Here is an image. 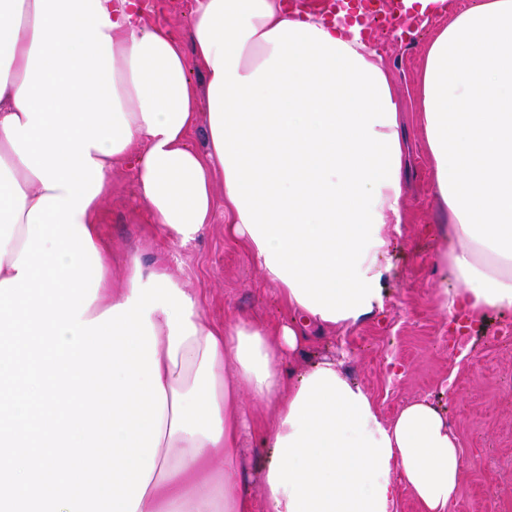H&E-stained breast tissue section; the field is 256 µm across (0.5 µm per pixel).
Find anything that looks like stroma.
I'll list each match as a JSON object with an SVG mask.
<instances>
[{
    "label": "stroma",
    "mask_w": 512,
    "mask_h": 512,
    "mask_svg": "<svg viewBox=\"0 0 512 512\" xmlns=\"http://www.w3.org/2000/svg\"><path fill=\"white\" fill-rule=\"evenodd\" d=\"M140 4L146 23L179 31L188 26L194 8V0ZM444 24L437 17L426 24L415 19L409 36L390 33L373 40L396 85L407 163L408 222L389 250L394 270L382 284L384 309L357 326L313 334L289 364L304 367L343 345L351 377L370 392L385 417L395 416L409 401H429L459 434L467 461L452 512H512V341L501 337L503 329H512V312H489L460 350L450 341L454 327L436 297V261L444 249L436 226L442 214L430 191L417 75ZM149 222L133 171L114 174L100 225L116 255L136 247L146 261H168L175 280L203 295L211 319L236 314L287 321L275 287L264 282L251 255L225 235L223 212H216L195 247L182 254L153 234Z\"/></svg>",
    "instance_id": "obj_1"
}]
</instances>
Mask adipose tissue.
<instances>
[{"label":"adipose tissue","instance_id":"ef3b65f1","mask_svg":"<svg viewBox=\"0 0 512 512\" xmlns=\"http://www.w3.org/2000/svg\"><path fill=\"white\" fill-rule=\"evenodd\" d=\"M36 0H0V123L17 114ZM448 23L419 71V119L430 189L439 201L447 283L439 306L484 319L512 311V0H475ZM110 23L113 79L131 140L107 155L102 190L133 170L156 231L188 249L212 223L224 186V232L257 262L292 314L270 326L216 321L185 294L196 333L169 355L168 317L150 314L167 399L137 512H256L240 450L245 399L272 404L257 456L265 512H449L465 460L458 434L428 401L384 419L370 394L324 357L284 369L311 326L348 327L384 308L388 248L407 221L398 98L383 56L358 25L283 0H195L187 32L147 25L137 0H100ZM196 65L204 78L188 77ZM207 114H199L200 105ZM206 123V147L191 134ZM48 190L0 126V281L27 239L28 213ZM101 197L76 220L100 257L101 281L84 320L132 296L134 275L165 274L129 253L123 287L99 229Z\"/></svg>","mask_w":512,"mask_h":512}]
</instances>
